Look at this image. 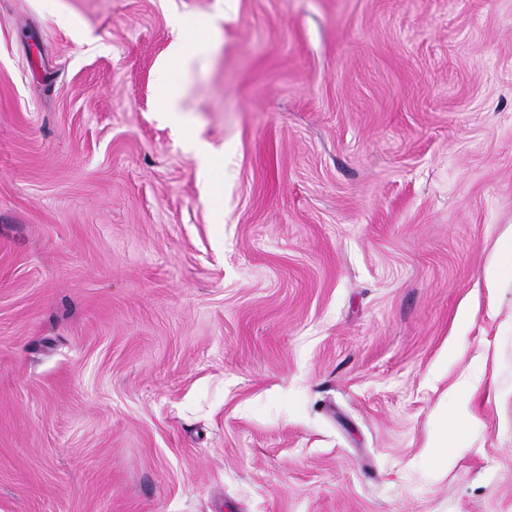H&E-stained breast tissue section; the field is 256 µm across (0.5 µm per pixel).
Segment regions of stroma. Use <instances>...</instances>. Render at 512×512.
Here are the masks:
<instances>
[{"label":"stroma","mask_w":512,"mask_h":512,"mask_svg":"<svg viewBox=\"0 0 512 512\" xmlns=\"http://www.w3.org/2000/svg\"><path fill=\"white\" fill-rule=\"evenodd\" d=\"M510 225L512 0H0V512H512ZM512 281V228L497 242L492 260L484 275L485 288L490 294L498 288H505Z\"/></svg>","instance_id":"1"}]
</instances>
